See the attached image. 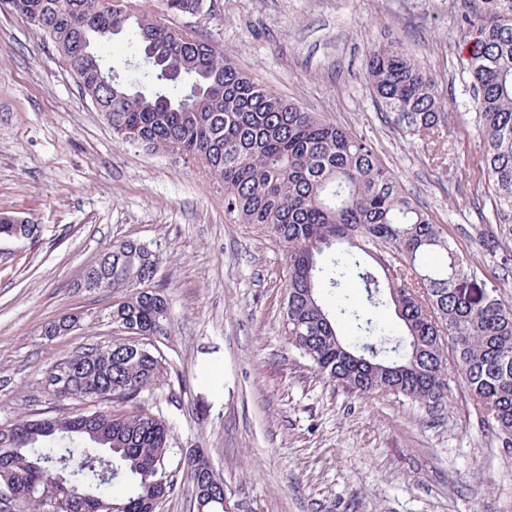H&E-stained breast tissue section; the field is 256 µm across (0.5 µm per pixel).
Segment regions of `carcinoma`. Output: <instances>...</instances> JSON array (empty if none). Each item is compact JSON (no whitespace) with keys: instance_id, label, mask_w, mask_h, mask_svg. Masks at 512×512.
Instances as JSON below:
<instances>
[{"instance_id":"obj_1","label":"carcinoma","mask_w":512,"mask_h":512,"mask_svg":"<svg viewBox=\"0 0 512 512\" xmlns=\"http://www.w3.org/2000/svg\"><path fill=\"white\" fill-rule=\"evenodd\" d=\"M204 0H162L161 11L116 0H11L21 16L46 20L50 37L82 94L115 135L149 154L201 163L224 187V211L254 224L284 251L288 283L283 321L289 345L327 380L361 397L403 396L428 408L445 404L452 374L470 391L483 424L512 447V305L471 290L487 272L472 265L380 161L374 145L316 112H307L239 68L201 29L173 23L202 16ZM460 17L474 52L468 73L485 142L480 168L493 213L512 224V0H472ZM122 35L134 48L133 79L114 70L103 48ZM367 82L385 119L403 135L439 141L447 102L435 79L400 49L370 53ZM0 213V236L28 239L35 226ZM94 289L121 291L112 324L136 336L91 345L52 367L71 372L68 398L78 414L34 413L0 424V487L16 490L0 512H39L50 494L58 512H157L177 475L191 486L196 512H224V481L198 448H174L173 422L138 404L162 381V357L141 337L167 334V299L144 284L161 258L133 240L101 255ZM359 285L330 307L321 287ZM386 306L402 326L385 337L370 309ZM356 323L353 343L336 319ZM379 347L377 357L364 344ZM454 352L453 366L443 345ZM117 402L118 409L102 406Z\"/></svg>"}]
</instances>
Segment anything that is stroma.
I'll return each instance as SVG.
<instances>
[{
	"label": "stroma",
	"instance_id": "35a3bbf8",
	"mask_svg": "<svg viewBox=\"0 0 512 512\" xmlns=\"http://www.w3.org/2000/svg\"><path fill=\"white\" fill-rule=\"evenodd\" d=\"M221 48L266 86L370 140L469 262L512 252L477 167L483 139L458 24L470 0H204ZM394 44L436 81L451 114L445 150L385 123L366 61ZM0 212L37 232L0 240V423L50 411L51 367L88 344L123 339L114 293L79 287L113 243L159 249L167 335L151 338L167 377L145 409L174 423L172 445L200 448L229 512H512V449L483 427L462 381L429 410L361 398L288 343V269L259 227L224 212V190L195 162L116 137L45 33L0 0ZM498 247L488 251L483 236ZM76 331L46 337L53 320Z\"/></svg>",
	"mask_w": 512,
	"mask_h": 512
}]
</instances>
